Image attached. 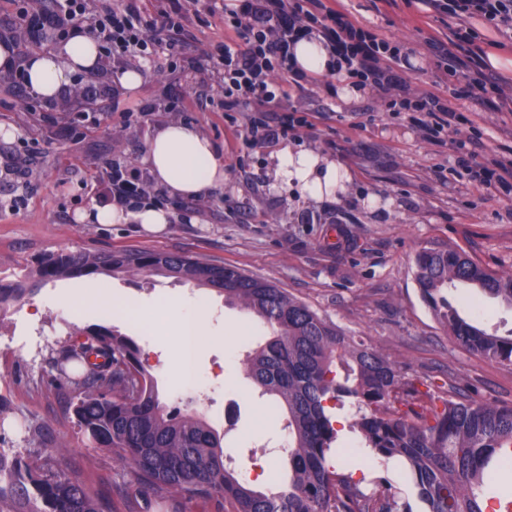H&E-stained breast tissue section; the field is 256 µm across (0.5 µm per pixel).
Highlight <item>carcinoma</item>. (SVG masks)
<instances>
[{"mask_svg":"<svg viewBox=\"0 0 512 512\" xmlns=\"http://www.w3.org/2000/svg\"><path fill=\"white\" fill-rule=\"evenodd\" d=\"M137 272L211 288L271 329L244 363L261 394L285 415L288 468L279 491L254 489L231 467L218 432L161 401L132 338L98 325L76 331L47 358L57 372L50 387L83 435L133 468L145 512L169 494L203 512L218 501L224 512H411L388 478H378L367 494L332 464L340 437L329 403L346 400L357 408L352 429L360 447L403 463L423 512H483L495 470L512 473V405H488L454 386L450 398L423 393L363 338L234 266L149 249L48 253L15 279H0V312L58 280ZM414 274L422 299L461 347L512 365V333L491 334L448 304V287L466 283L512 306V274L451 245L418 252ZM25 429L32 459L0 448V512H112L89 492L83 471L49 447L42 425L30 422Z\"/></svg>","mask_w":512,"mask_h":512,"instance_id":"obj_1","label":"carcinoma"}]
</instances>
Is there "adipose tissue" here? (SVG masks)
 <instances>
[{"mask_svg": "<svg viewBox=\"0 0 512 512\" xmlns=\"http://www.w3.org/2000/svg\"><path fill=\"white\" fill-rule=\"evenodd\" d=\"M99 53L97 41L83 32L54 48L32 53L21 63L0 43V74L9 73L15 64H23L30 90L41 98L55 100L69 86L73 75L97 72ZM293 53L295 68L309 76L321 77L332 71L335 59L317 36L301 39ZM142 162L174 198L205 196L224 185V158L218 148L195 127L183 123L156 127ZM278 172L288 181L297 182L316 200L335 193L346 178L336 163L321 160L311 150H285L279 157ZM78 219L91 224H137L145 231L159 233L171 223L172 213L149 204H110L92 207L80 213Z\"/></svg>", "mask_w": 512, "mask_h": 512, "instance_id": "ef3b65f1", "label": "adipose tissue"}]
</instances>
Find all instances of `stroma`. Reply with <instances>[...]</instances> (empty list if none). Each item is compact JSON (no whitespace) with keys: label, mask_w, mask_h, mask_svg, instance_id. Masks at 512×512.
I'll use <instances>...</instances> for the list:
<instances>
[{"label":"stroma","mask_w":512,"mask_h":512,"mask_svg":"<svg viewBox=\"0 0 512 512\" xmlns=\"http://www.w3.org/2000/svg\"><path fill=\"white\" fill-rule=\"evenodd\" d=\"M326 3L407 48L411 67L403 76L413 92L442 91L424 41H445L451 32L421 0ZM185 25L192 35L187 56L126 58L125 67L143 73L134 94L108 75H77L60 99L30 101L11 77L0 75V125L18 131L11 140L0 139V277L11 278L50 252H183L276 284L347 334L362 337L407 377L433 388L453 385L486 403L512 404V366L459 347L423 301L413 267L422 248L457 245L512 274V179L487 187L468 178L455 152L414 126L411 113L387 111L388 94L368 87L344 101L329 96L320 79L301 89L283 84L277 117L302 120V127L246 148L243 138L262 113L224 111L223 74L186 63L223 42L224 11L209 10L200 0ZM112 96L128 107V116L103 111ZM453 104L462 115L459 138L478 144L476 162L512 157V111L493 112L467 96ZM170 122L201 128L223 153L222 192L180 201L141 165L151 130ZM298 145L348 170L343 192L318 202L277 179V153ZM108 161L140 175L142 202L169 208L174 224L154 235L137 224L78 223L77 212L105 202L101 171ZM115 299L125 308L113 309ZM197 300L214 312L195 359L207 381L201 389L173 374L172 327L163 318L166 304ZM448 302L487 332H512V308L498 300L460 286L449 289ZM91 324L116 328L138 344L161 399L223 433L224 453L239 474L271 462L282 416L267 408L242 364L265 341L266 327L215 291L147 272L50 283L9 307L0 323L5 447L28 454L24 427L40 422L68 464L85 469L94 496L110 500L112 512H133L135 503L126 495L135 484L131 468L94 449L65 403L38 383L39 350ZM339 453L343 472L364 492H371L372 477L388 473L355 440ZM391 476L405 487L402 474Z\"/></svg>","instance_id":"obj_1"}]
</instances>
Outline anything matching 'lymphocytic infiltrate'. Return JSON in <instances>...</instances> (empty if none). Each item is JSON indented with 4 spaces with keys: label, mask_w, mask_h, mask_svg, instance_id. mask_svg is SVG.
I'll return each mask as SVG.
<instances>
[{
    "label": "lymphocytic infiltrate",
    "mask_w": 512,
    "mask_h": 512,
    "mask_svg": "<svg viewBox=\"0 0 512 512\" xmlns=\"http://www.w3.org/2000/svg\"><path fill=\"white\" fill-rule=\"evenodd\" d=\"M98 2L93 10L87 0H51L48 14L26 9L18 12L12 29L17 32L40 27L50 30L55 41L76 31H88L105 44V60L116 72L124 58L134 54H182L186 44L183 0H171L169 9L147 18L142 16L138 0ZM422 2L435 15L455 22L458 43L472 41L463 24L468 17H480L497 30L512 32V0ZM224 28L229 32L228 38L216 51L206 54L204 64L224 73L225 111L250 107L267 113L278 108L283 94L281 79H301L291 65V47L300 38L315 34L335 54L338 76L352 80L360 88L373 86L394 91L391 111L416 113L417 125L432 138H448L458 153V165L471 169L469 155L456 137L461 116L448 96L410 97L400 76L408 63L407 52L357 25L349 15L327 6L324 0H241L238 9L225 12ZM453 45L429 40L428 50L438 70L465 82L470 96L490 109L499 110L512 102L495 79L474 69L472 59L459 56Z\"/></svg>",
    "instance_id": "1"
}]
</instances>
